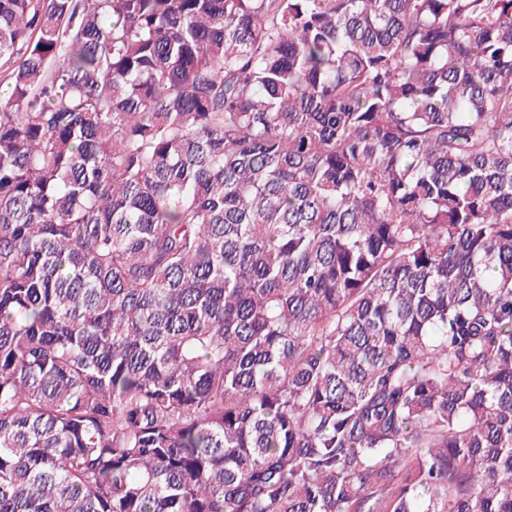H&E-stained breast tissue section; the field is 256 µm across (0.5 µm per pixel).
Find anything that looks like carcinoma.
I'll return each instance as SVG.
<instances>
[{"label": "carcinoma", "mask_w": 512, "mask_h": 512, "mask_svg": "<svg viewBox=\"0 0 512 512\" xmlns=\"http://www.w3.org/2000/svg\"><path fill=\"white\" fill-rule=\"evenodd\" d=\"M0 512H512V0H0Z\"/></svg>", "instance_id": "obj_1"}]
</instances>
